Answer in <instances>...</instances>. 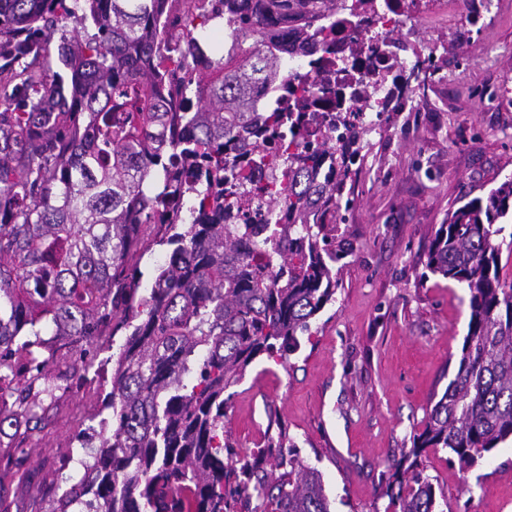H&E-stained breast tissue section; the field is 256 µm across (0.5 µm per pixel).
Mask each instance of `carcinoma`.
<instances>
[{
	"label": "carcinoma",
	"mask_w": 512,
	"mask_h": 512,
	"mask_svg": "<svg viewBox=\"0 0 512 512\" xmlns=\"http://www.w3.org/2000/svg\"><path fill=\"white\" fill-rule=\"evenodd\" d=\"M310 2L0 0V435L38 422L57 361L78 358L82 381L115 361L111 415L81 441L57 512H234L254 492L267 512H330L286 431L224 454L228 390L258 357L295 351L336 293L326 229L352 204L364 129L339 117L336 138L316 127L300 143L291 113L257 100L288 90L273 18ZM216 19L229 22L219 57L204 52ZM254 198L277 223L252 216ZM509 215L512 179L429 243L426 268L469 290L468 330L396 463L392 512H436L428 449L468 470L512 439ZM147 228L169 257L143 293Z\"/></svg>",
	"instance_id": "1"
}]
</instances>
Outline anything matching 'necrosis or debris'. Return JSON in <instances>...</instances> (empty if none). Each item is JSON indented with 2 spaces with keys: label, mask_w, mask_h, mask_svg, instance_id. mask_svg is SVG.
Segmentation results:
<instances>
[{
  "label": "necrosis or debris",
  "mask_w": 512,
  "mask_h": 512,
  "mask_svg": "<svg viewBox=\"0 0 512 512\" xmlns=\"http://www.w3.org/2000/svg\"><path fill=\"white\" fill-rule=\"evenodd\" d=\"M410 0H374L312 20L307 43L295 41L298 19L282 23L283 58L300 74L279 100L287 112L353 113L357 124L380 128L388 112L415 107L408 77L422 57L410 33Z\"/></svg>",
  "instance_id": "4bbe7bcc"
}]
</instances>
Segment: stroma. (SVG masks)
Listing matches in <instances>:
<instances>
[{
    "label": "stroma",
    "mask_w": 512,
    "mask_h": 512,
    "mask_svg": "<svg viewBox=\"0 0 512 512\" xmlns=\"http://www.w3.org/2000/svg\"><path fill=\"white\" fill-rule=\"evenodd\" d=\"M498 18L458 37L461 7L433 25L429 0L413 7L417 42L446 45L447 86L431 82L415 112L386 113L347 181L352 205L331 242L334 301L311 322L287 359L258 357L234 387L224 416L237 456L286 429L300 457L323 476L331 512H385L393 466L442 395L467 333L469 291L427 274L425 254L439 224L468 200L512 178V0ZM74 360L52 371L58 388L39 428L10 429L0 462V497L21 512H52L67 485L64 448H79L100 407L111 367L70 382ZM426 473L445 497L437 512H512V442L469 469L447 450Z\"/></svg>",
    "instance_id": "35a3bbf8"
}]
</instances>
